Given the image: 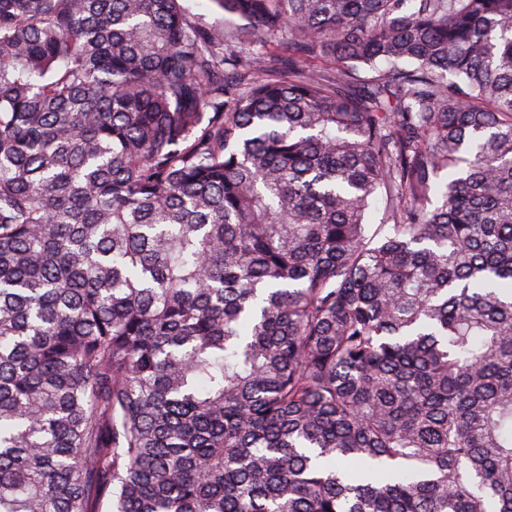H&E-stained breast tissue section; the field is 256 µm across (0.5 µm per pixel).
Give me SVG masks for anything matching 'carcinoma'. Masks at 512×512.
Returning a JSON list of instances; mask_svg holds the SVG:
<instances>
[{
  "label": "carcinoma",
  "instance_id": "obj_1",
  "mask_svg": "<svg viewBox=\"0 0 512 512\" xmlns=\"http://www.w3.org/2000/svg\"><path fill=\"white\" fill-rule=\"evenodd\" d=\"M184 2L0 0V512H512V0ZM191 16L193 20L202 26H211L216 21L223 20V13L216 9L209 0H188Z\"/></svg>",
  "mask_w": 512,
  "mask_h": 512
}]
</instances>
